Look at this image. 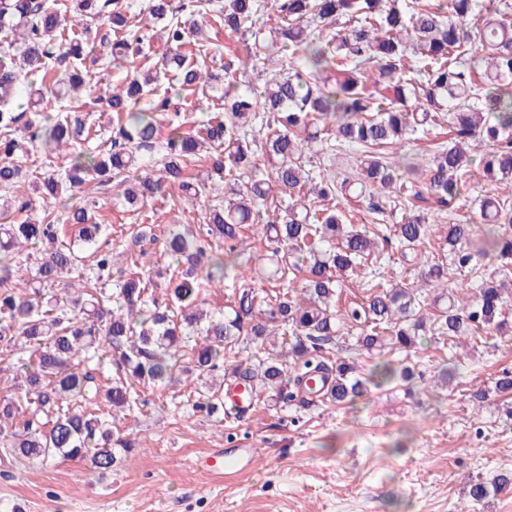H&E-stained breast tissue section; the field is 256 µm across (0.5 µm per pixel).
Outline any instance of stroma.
<instances>
[{
	"label": "stroma",
	"mask_w": 512,
	"mask_h": 512,
	"mask_svg": "<svg viewBox=\"0 0 512 512\" xmlns=\"http://www.w3.org/2000/svg\"><path fill=\"white\" fill-rule=\"evenodd\" d=\"M130 2L131 23L146 28L143 52L131 69L113 64L103 44H95L90 75L96 92L125 83L134 71L153 69L167 51L158 29L145 25L149 0ZM195 21L207 49L202 64L221 66L253 56L245 80L263 87L265 50L248 46L212 15L197 14ZM71 101L85 122L86 149H107L117 113L103 111L94 94L83 92ZM488 152L482 145L471 153L465 206L429 213L426 259H443L446 230L465 222L469 200L487 196L512 207V181L498 182L483 173ZM79 194L96 197L92 212L103 226L101 240L122 265L140 250L131 236L133 225H152L160 236L170 224L197 230L207 222L205 205L183 203L174 188L135 212L113 209L108 193L86 187ZM374 269L388 280H419L399 251L382 250L346 276L338 310L365 302ZM358 333L351 327L327 345L326 361L353 363L364 378L379 362L407 361L415 372L414 392L399 383L371 385L353 403L320 401L306 409L272 406L263 394L251 415L210 417L191 410L183 387L161 394L147 388V407L117 423L123 437L141 439V449L119 455L100 480L81 459L33 469L0 461V505L18 512H512V487L481 501L469 496L470 481L512 472V394L493 392L479 412L468 401L469 392L492 389L502 372H512V328L460 342L427 332L406 358L359 350ZM442 366L456 372L445 385L436 379ZM214 448L253 449L254 462L235 475L214 477L201 468Z\"/></svg>",
	"instance_id": "stroma-1"
}]
</instances>
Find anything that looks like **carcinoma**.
<instances>
[{
	"label": "carcinoma",
	"mask_w": 512,
	"mask_h": 512,
	"mask_svg": "<svg viewBox=\"0 0 512 512\" xmlns=\"http://www.w3.org/2000/svg\"><path fill=\"white\" fill-rule=\"evenodd\" d=\"M198 11L213 12L232 32L251 34L261 7L259 0H192ZM281 15L274 28L275 43L289 59L271 71L263 91L241 88L236 77L224 82V115L204 124L199 136L170 125L165 143L158 144L160 119L168 98L157 97L149 107L140 99L153 92L161 79L182 91H206L217 76L198 69L199 29L179 19L170 0H153L150 19L163 22L161 37L168 47L153 75L133 78L104 93L102 100L124 123L104 151L78 146L81 120L63 112L19 111L18 92L35 73H53L51 98L69 96L91 80L83 63L91 28L101 20L114 31L112 62L134 63L143 35L128 25L122 0H73L72 16L42 0H0V34L13 35L19 56H0V188L12 191L21 182L28 145L55 153L66 151L59 170L42 174L35 193L59 202L37 222L0 224V364L21 378L19 391L0 398V454L20 465L34 467L59 458L87 459L92 472L105 476L120 452L136 444L114 434L118 416L145 404L140 389L164 390L173 384L201 380L217 373L224 381L244 377L271 393L274 405H310L307 394L296 396L288 386L299 385L316 373H330L334 382L327 399L348 403L364 394L367 382L352 364L332 367L321 355L345 323L360 324L356 344L370 352L388 347L405 351L426 326L421 314L425 296L414 284H392L381 278L370 285L366 304L336 312L337 290L343 277L369 259L377 242L363 227L347 224L340 210L305 203L304 188L323 199L343 192L367 200L368 212L382 213L389 195L409 201L432 199L441 208L459 200L468 173L470 152L479 144L491 146L485 175L512 180V0H490L476 9V0H273ZM342 21L341 29L323 34L322 28ZM67 32L66 45L53 53L55 37ZM378 72L384 91L367 90L365 68ZM336 73V81L325 76ZM419 93L422 105L412 109L408 96ZM272 114L276 128L265 135L259 150L247 140L257 110ZM448 113L450 144L437 147L426 169V180L414 178L416 163L407 158L387 160L381 150L399 144L418 130L437 125ZM324 119L340 144L361 149L354 178L312 175L301 162L303 150L317 142L320 131L308 132L312 121ZM25 133V141L14 133ZM209 148L218 187L208 176L198 182L184 178V163ZM162 152L159 173H151L145 157ZM230 165H225L224 160ZM91 182L112 188V205L140 209L178 187L193 205L224 191V201L210 209L208 223L198 236L179 224L164 234L163 252L175 266L167 279L165 298L152 292V276L143 268L141 249L123 268L114 267L112 251L103 248L101 225L72 195ZM288 196L284 206L274 193ZM465 224L448 225V256L459 269L477 254L492 255L499 266L471 283L475 293L463 301L453 289L441 293L445 307L434 323L440 334L468 336L482 328L502 331L504 282L512 266V208L485 198ZM68 224L80 226L82 249L94 264L82 272L74 246L62 240ZM267 243L262 279L280 283L275 300L253 287L234 293L224 310L199 311L204 291L237 279L252 257L239 248L245 226ZM402 258L419 256L428 237L425 215L410 214L396 225ZM41 251V260L23 274V258ZM305 268L307 277L297 295L288 291V270ZM78 279L73 284L70 279ZM426 283L448 282L443 262L421 269ZM191 357H185L186 350ZM246 362L229 364L226 354ZM380 381L414 378L405 366L396 371L382 365ZM187 402L208 415L224 410L217 394L196 390ZM512 484L511 474L471 485L475 501Z\"/></svg>",
	"instance_id": "obj_1"
}]
</instances>
